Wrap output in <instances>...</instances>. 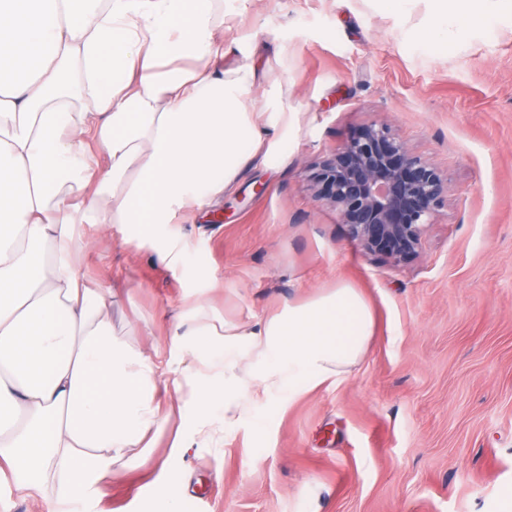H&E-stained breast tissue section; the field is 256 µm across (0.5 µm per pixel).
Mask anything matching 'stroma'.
Segmentation results:
<instances>
[{
	"label": "stroma",
	"instance_id": "35a3bbf8",
	"mask_svg": "<svg viewBox=\"0 0 512 512\" xmlns=\"http://www.w3.org/2000/svg\"><path fill=\"white\" fill-rule=\"evenodd\" d=\"M369 0H226L228 69L259 74L255 106L296 115L288 164L256 163L177 229L186 263L165 267L129 226H86L82 275L112 291L115 336L166 365L187 328L272 314L343 282L376 331L353 372L248 426L201 439L172 414L136 470L77 512H153L171 470L183 512H512V20L425 58ZM387 123L448 180L420 255L365 256L311 175L358 128ZM209 291L204 313L193 310ZM187 451L172 457L177 430Z\"/></svg>",
	"mask_w": 512,
	"mask_h": 512
}]
</instances>
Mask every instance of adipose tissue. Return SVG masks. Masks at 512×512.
<instances>
[{
    "label": "adipose tissue",
    "mask_w": 512,
    "mask_h": 512,
    "mask_svg": "<svg viewBox=\"0 0 512 512\" xmlns=\"http://www.w3.org/2000/svg\"><path fill=\"white\" fill-rule=\"evenodd\" d=\"M428 24L430 56L493 36L512 0H376ZM220 0H0V467L18 496L72 512L138 467L161 420L152 356L118 340L111 297L81 275L83 227L138 237L186 220L253 160L284 167L294 116L255 112L254 69L226 71ZM94 140L98 155L88 154ZM339 283L278 313L191 329L180 412L203 438L267 428L276 409L352 373L374 333Z\"/></svg>",
    "instance_id": "adipose-tissue-1"
}]
</instances>
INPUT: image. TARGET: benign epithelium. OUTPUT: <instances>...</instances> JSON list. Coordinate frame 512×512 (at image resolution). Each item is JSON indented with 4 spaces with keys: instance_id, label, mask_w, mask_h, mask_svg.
I'll return each instance as SVG.
<instances>
[{
    "instance_id": "benign-epithelium-1",
    "label": "benign epithelium",
    "mask_w": 512,
    "mask_h": 512,
    "mask_svg": "<svg viewBox=\"0 0 512 512\" xmlns=\"http://www.w3.org/2000/svg\"><path fill=\"white\" fill-rule=\"evenodd\" d=\"M313 182L321 205L336 213L364 254L393 264L419 254L448 196L440 169L378 121L356 130L319 163Z\"/></svg>"
}]
</instances>
